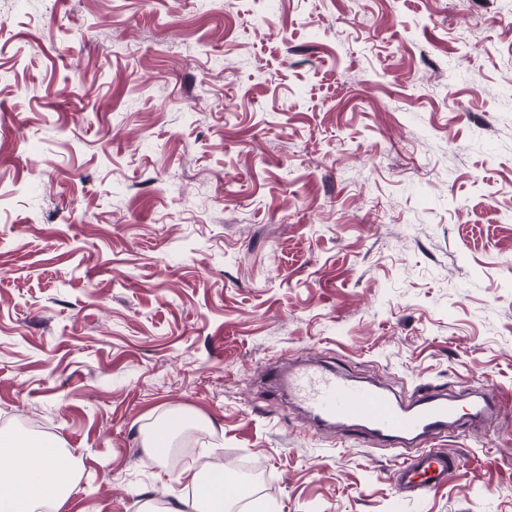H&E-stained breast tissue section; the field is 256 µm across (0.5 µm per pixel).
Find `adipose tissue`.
<instances>
[{"label": "adipose tissue", "mask_w": 512, "mask_h": 512, "mask_svg": "<svg viewBox=\"0 0 512 512\" xmlns=\"http://www.w3.org/2000/svg\"><path fill=\"white\" fill-rule=\"evenodd\" d=\"M75 476V461L60 450L57 438L36 439L19 430L0 435V512H35L39 503L60 507ZM191 481L200 487L202 512H232L234 502L224 495L223 467L193 473Z\"/></svg>", "instance_id": "adipose-tissue-1"}]
</instances>
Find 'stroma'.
<instances>
[{
	"label": "stroma",
	"mask_w": 512,
	"mask_h": 512,
	"mask_svg": "<svg viewBox=\"0 0 512 512\" xmlns=\"http://www.w3.org/2000/svg\"><path fill=\"white\" fill-rule=\"evenodd\" d=\"M310 360L501 409L408 496L306 433L271 374ZM32 416L59 512H194L203 457L270 512H512V0H0V429ZM170 418L165 416L159 424L146 436L147 447L153 448L155 454H163L168 451L171 438L178 429L171 430L167 427L168 423L178 428L182 425V417L176 416L169 422Z\"/></svg>",
	"instance_id": "stroma-1"
}]
</instances>
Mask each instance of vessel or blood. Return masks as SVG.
Returning <instances> with one entry per match:
<instances>
[{
  "label": "vessel or blood",
  "instance_id": "vessel-or-blood-1",
  "mask_svg": "<svg viewBox=\"0 0 512 512\" xmlns=\"http://www.w3.org/2000/svg\"><path fill=\"white\" fill-rule=\"evenodd\" d=\"M276 381L314 424L339 426L361 438L372 435L391 443L423 441V448L388 475L400 489H413L419 496L443 484L456 470L455 458L432 447V440L497 409V400L488 389L467 408L455 398L429 390L421 391L415 404L406 406L384 388L354 382L313 364L277 374Z\"/></svg>",
  "mask_w": 512,
  "mask_h": 512
}]
</instances>
